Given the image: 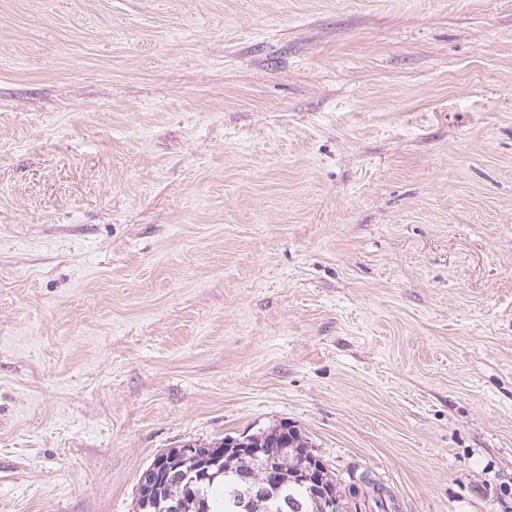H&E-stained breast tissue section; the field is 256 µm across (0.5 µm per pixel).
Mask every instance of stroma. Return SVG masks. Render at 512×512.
<instances>
[{"label":"stroma","instance_id":"obj_1","mask_svg":"<svg viewBox=\"0 0 512 512\" xmlns=\"http://www.w3.org/2000/svg\"><path fill=\"white\" fill-rule=\"evenodd\" d=\"M282 421L512 512V0H0V512Z\"/></svg>","mask_w":512,"mask_h":512}]
</instances>
